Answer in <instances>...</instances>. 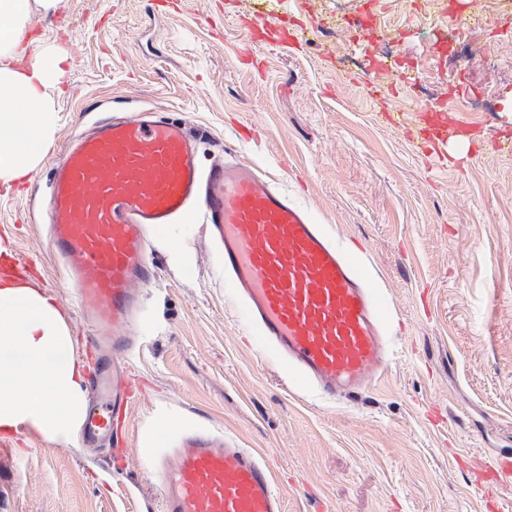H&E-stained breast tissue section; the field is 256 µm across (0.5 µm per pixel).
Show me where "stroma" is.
Listing matches in <instances>:
<instances>
[{"label":"stroma","instance_id":"stroma-1","mask_svg":"<svg viewBox=\"0 0 512 512\" xmlns=\"http://www.w3.org/2000/svg\"><path fill=\"white\" fill-rule=\"evenodd\" d=\"M27 38L61 46L59 121L42 160L0 189V243L35 258L94 369L44 228L51 169L113 110H163L217 154L256 165L365 264L400 323L375 385L325 402L286 386L238 316L208 228L155 240L129 368L124 469L20 428L0 449V512H159L152 463L185 432L224 434L269 465L286 512H512V0H61ZM304 30L298 44L288 31ZM467 50L462 61L453 53ZM457 112L456 160L417 146L430 103ZM173 423L165 445L150 436Z\"/></svg>","mask_w":512,"mask_h":512}]
</instances>
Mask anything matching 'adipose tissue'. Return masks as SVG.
<instances>
[{
	"label": "adipose tissue",
	"mask_w": 512,
	"mask_h": 512,
	"mask_svg": "<svg viewBox=\"0 0 512 512\" xmlns=\"http://www.w3.org/2000/svg\"><path fill=\"white\" fill-rule=\"evenodd\" d=\"M0 58L29 53L25 68L0 65V186L41 160L58 116L51 95L63 74L57 46L27 48L29 0H0ZM85 368L53 299L16 281H0V433L26 427L68 440L84 418Z\"/></svg>",
	"instance_id": "obj_1"
}]
</instances>
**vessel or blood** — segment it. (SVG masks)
I'll list each match as a JSON object with an SVG mask.
<instances>
[{
    "instance_id": "vessel-or-blood-1",
    "label": "vessel or blood",
    "mask_w": 512,
    "mask_h": 512,
    "mask_svg": "<svg viewBox=\"0 0 512 512\" xmlns=\"http://www.w3.org/2000/svg\"><path fill=\"white\" fill-rule=\"evenodd\" d=\"M199 139L163 111L115 113L54 166L48 240L64 262L98 358L84 443L123 447L133 381L118 363L131 349L141 291L153 280L155 238L200 213L222 256L239 310L260 344L319 398L357 395L394 355L389 310L362 266L250 163H198ZM162 512H285L268 466L219 435H184L155 465Z\"/></svg>"
}]
</instances>
